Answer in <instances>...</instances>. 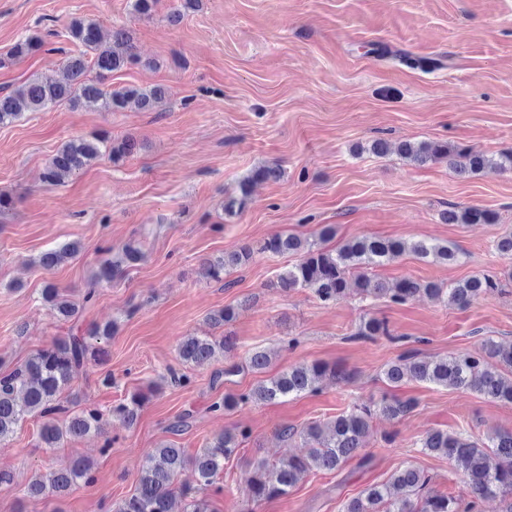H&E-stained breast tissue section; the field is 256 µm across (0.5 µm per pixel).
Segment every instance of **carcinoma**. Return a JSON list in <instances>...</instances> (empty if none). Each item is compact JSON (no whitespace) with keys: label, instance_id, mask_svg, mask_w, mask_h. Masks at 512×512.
<instances>
[{"label":"carcinoma","instance_id":"cac0c4a2","mask_svg":"<svg viewBox=\"0 0 512 512\" xmlns=\"http://www.w3.org/2000/svg\"><path fill=\"white\" fill-rule=\"evenodd\" d=\"M69 37L84 51L65 60V78L62 81H43L29 77L9 92L0 91V125L18 119L24 112H38L46 107L68 101L75 105L97 107L105 112H116L128 104L140 110L158 111L165 93L160 87H118L103 90L100 84L87 78L89 69L100 72L118 71L128 65L141 63L134 51L131 31L124 25L112 28V38L103 40L100 23L92 18H75L67 26ZM45 35L35 33L18 40L10 50V58L21 61L45 46ZM107 148L112 159H120L134 152L131 139L109 140L104 137H76L61 145L50 158L43 172L48 183L61 182L77 173ZM398 151L411 162L423 165L429 161L446 160L458 174H478L488 170L512 169V152L496 158L465 150L446 142H405ZM280 177L277 167H262L239 182V195L224 201V214L233 217L242 211L250 197L251 185L257 180L269 181ZM449 224H489L492 213L477 207L449 206L444 212ZM336 238V226H324L318 238L311 240L297 234H274L253 245L245 243L206 262V274L220 282L224 273L250 263L260 253L297 254L299 261L286 268L277 277L276 287L285 291L309 288L324 304L357 291L363 297L386 296L395 304H404L421 295L443 300L459 309L468 307L475 299L490 293H504L512 285V272L500 278L491 274H477L448 284L443 288L433 282H421L405 277L387 282L377 277L375 269L406 253L427 262L453 264L462 256L454 243L435 240L406 241L393 237H362L346 240L333 248L325 243ZM80 251L77 243H66L43 253L39 265L50 272L73 258ZM144 258L141 246L124 245L112 259L94 273L84 290L82 303L70 300L69 295L55 282H45L42 299L65 320L78 317L80 311L97 300V285L120 276L127 268ZM236 309L226 306L210 315L215 328L233 321ZM117 323L94 325L76 336L55 338L49 346L32 354L19 368L0 373V441L9 437L15 427L30 413L43 419L39 439L46 448H54L64 436H79L102 427L103 414L95 409L83 410L60 425L58 415L68 412L62 393L89 363L97 360L101 350L93 347L98 340L112 338ZM356 335L364 338L390 335L386 321L377 317L363 319ZM235 342L226 333L222 336H185L177 344V354L184 364L203 366L218 352L229 354ZM269 357L262 350H254L246 358V366L255 373H263ZM512 370V344L506 346L491 338L483 340L473 351L445 358L422 359L408 351L389 363L383 370L391 385L406 382H428L454 390H474L485 397L512 403V377H504L503 370ZM330 378L346 383L349 374L334 365L299 364L268 379L259 381L247 391L227 393L210 406L213 412L229 410L239 404H264L278 399L312 393L319 382ZM149 400L148 394L136 391L110 409L112 421L123 428L131 427L140 408ZM415 406L412 399L383 397L354 405L335 419L313 422L298 430L287 426L280 436L290 440L303 439L307 451L278 464L257 460L246 477L253 499L263 500L288 494L299 475L311 471H334L358 455L371 419L382 414L399 418ZM244 429L226 431L209 446L189 459L184 450L172 443H162L147 452L142 467L137 493L121 500L115 512H204L203 504L193 497L194 488L177 485V478L186 466H191L198 485L212 486L224 471V460L231 458L247 439ZM427 454L442 456L460 470L471 490L473 500L466 507L449 496L432 493L430 478L423 471L406 467L397 471L391 480L368 489L362 497L351 499L344 512H475L477 501L500 497L509 501L505 512H512V430H495L487 441L471 440L460 434L432 431L420 442ZM499 459L495 467L488 464L487 449ZM93 464L79 460L70 468L52 471L35 477L28 485L32 496L61 495L80 479H91Z\"/></svg>","mask_w":512,"mask_h":512}]
</instances>
